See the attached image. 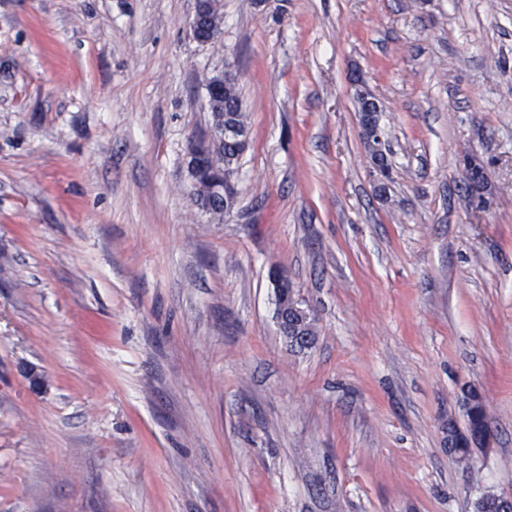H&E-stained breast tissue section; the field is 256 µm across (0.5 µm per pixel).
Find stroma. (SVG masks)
I'll use <instances>...</instances> for the list:
<instances>
[{"instance_id":"obj_1","label":"stroma","mask_w":512,"mask_h":512,"mask_svg":"<svg viewBox=\"0 0 512 512\" xmlns=\"http://www.w3.org/2000/svg\"><path fill=\"white\" fill-rule=\"evenodd\" d=\"M222 4L202 45L196 0H0V512L512 495V0ZM228 69L248 142L216 217L184 156ZM274 265L312 349L277 329ZM466 387L494 431L469 469L445 444ZM213 0H197L194 15L189 22V31L192 38L201 44L211 43L217 36L211 29L208 34H202L199 28V21L205 16Z\"/></svg>"}]
</instances>
